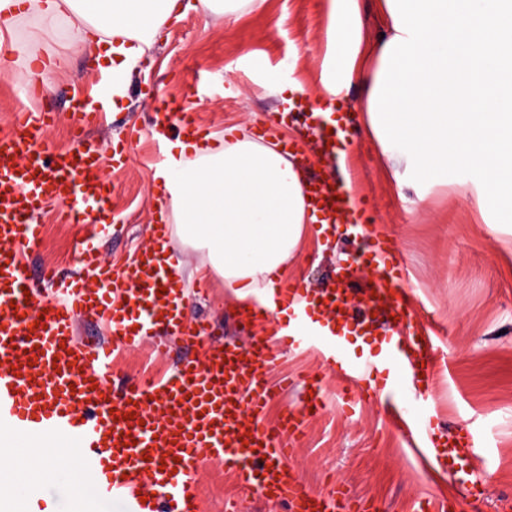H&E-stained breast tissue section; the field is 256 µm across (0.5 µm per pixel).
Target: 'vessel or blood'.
Segmentation results:
<instances>
[{
  "mask_svg": "<svg viewBox=\"0 0 512 512\" xmlns=\"http://www.w3.org/2000/svg\"><path fill=\"white\" fill-rule=\"evenodd\" d=\"M158 111L195 132L184 105L163 102ZM94 119V113H77L72 148L51 154L39 144L56 121L52 110H18L0 136V426L30 444L75 442L81 465L75 495L122 502L123 512H201L195 474L205 461L224 464L243 488L286 504L289 512H380L377 500L352 495L343 484L315 490L291 463L307 419L324 408L319 377L303 379L309 398L275 424L265 423L264 412L275 395L266 376L282 346L315 349L348 397L372 373L388 400L430 385L434 349L414 324L394 240L366 237L374 268L369 280L342 266L316 290L300 280L280 284L275 302L310 297L315 305L307 320L284 329L278 345L260 336L218 345L206 324L186 318L180 277L157 257L168 225H152L150 248L126 267L101 261L94 240L106 229L100 215L112 208V185L101 170L102 148L85 131ZM311 187L317 223L367 228L370 214L349 212L342 181L315 177ZM49 201L67 223L87 225L89 236L75 250V274L62 277L46 267L35 278L23 255L42 239L33 213ZM382 310L394 319L392 336L369 357L353 355L341 328L372 333ZM81 321L104 323L127 348L148 340L163 355L177 341L202 355L183 359L161 380L121 384L111 350L77 339ZM391 424L405 441H424L422 456L469 487L475 464L469 435L434 438L399 407Z\"/></svg>",
  "mask_w": 512,
  "mask_h": 512,
  "instance_id": "1",
  "label": "vessel or blood"
}]
</instances>
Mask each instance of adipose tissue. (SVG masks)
<instances>
[{
  "instance_id": "ef3b65f1",
  "label": "adipose tissue",
  "mask_w": 512,
  "mask_h": 512,
  "mask_svg": "<svg viewBox=\"0 0 512 512\" xmlns=\"http://www.w3.org/2000/svg\"><path fill=\"white\" fill-rule=\"evenodd\" d=\"M265 0H0V30L26 16L38 32L27 45L0 41V56L19 53L30 83L49 84L64 64L42 52L60 25L73 46L112 82L113 111L144 55L173 22L203 7L227 21ZM389 35L364 42L358 0H332L328 77L320 110L330 115L340 88L331 75L371 69L366 111L392 169L409 183H438L463 167L472 183L462 197L512 212V0H384ZM156 171L180 240L205 250L211 271L242 305L272 295L312 222L304 170L246 124L195 142L173 143Z\"/></svg>"
}]
</instances>
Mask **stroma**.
I'll return each instance as SVG.
<instances>
[{
	"mask_svg": "<svg viewBox=\"0 0 512 512\" xmlns=\"http://www.w3.org/2000/svg\"><path fill=\"white\" fill-rule=\"evenodd\" d=\"M329 15L330 0H266L264 11L228 24L198 9L168 27L142 59L144 75L129 85L124 110L103 112L100 124L89 131L102 147V172L114 187L110 233L98 242L107 264L127 265L150 243L159 199L154 174L168 159L167 146L149 133L158 100L194 102L196 121L209 131L245 120L258 126L281 110L269 83L295 81L309 92L318 87ZM54 48L65 53L66 64L45 88L43 103L58 114L46 139L61 151L71 146L75 90L97 88L100 77L67 41ZM336 80L343 86L345 110L354 115L345 152L359 205L395 239L407 292L434 347L432 388L423 397L401 395L399 403L427 419L435 434L460 428L471 433L482 494L468 496L446 472L426 474L373 390H365L352 410L343 412L332 372L303 349L282 352L269 375L275 383L300 371L319 373L328 395L326 408L310 420L293 464L317 489L335 479L353 495L375 497L390 512H413L416 503L435 498L453 500L455 512H512V218L460 199L459 185L469 179L463 168L445 185H399L367 123L368 76L340 74ZM116 145L126 155L120 165L110 159ZM38 220L46 233L28 255L30 274L47 263L62 274L74 273V250L85 236L84 226L61 223L52 209ZM169 246L181 277L193 285L187 313L210 325L215 342L269 335L268 323L242 331L238 303L223 281L206 275L204 252L174 234ZM351 250L345 237L332 239L322 250L310 245L296 256L290 273L304 276L311 287H323ZM184 354L177 346L166 357L154 358L142 347L120 351L115 364L119 376L160 379ZM79 474L78 455L54 463L40 483L42 512H76L70 487ZM198 480L204 512H287L285 505L235 484L224 465L201 464Z\"/></svg>",
	"mask_w": 512,
	"mask_h": 512,
	"instance_id": "35a3bbf8",
	"label": "stroma"
}]
</instances>
